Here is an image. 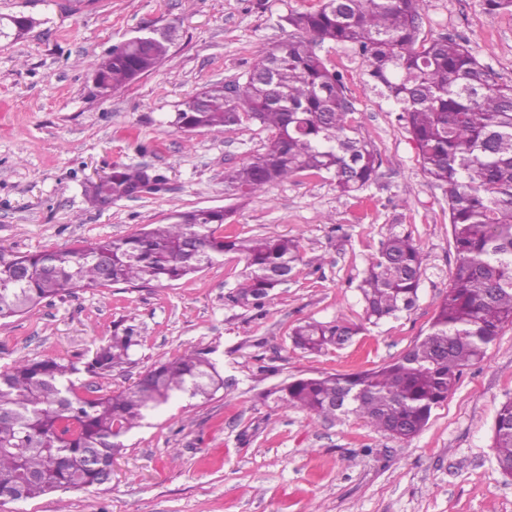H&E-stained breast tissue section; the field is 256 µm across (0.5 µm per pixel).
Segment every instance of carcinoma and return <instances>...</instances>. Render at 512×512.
I'll return each mask as SVG.
<instances>
[{"label":"carcinoma","mask_w":512,"mask_h":512,"mask_svg":"<svg viewBox=\"0 0 512 512\" xmlns=\"http://www.w3.org/2000/svg\"><path fill=\"white\" fill-rule=\"evenodd\" d=\"M315 9H290L288 37L249 66L245 82L213 85L189 97L175 115L183 130L222 133L245 121L273 132L265 149L225 177L243 195L303 173L326 172L342 194L375 181L378 152L360 136L342 73L315 52L325 42L348 45L367 63V75L396 106L419 152L423 172L447 193L457 254L448 293L424 338L402 356L356 374L300 378L275 390L285 406L325 419L361 418L408 440L456 386L462 369L481 360L501 330L512 326V84L500 83L467 41L448 35L420 38L427 0H319ZM19 39L35 25L6 16ZM172 41H127L96 63L101 94L155 70ZM167 178L143 167L115 165L89 182L93 204L160 193ZM232 209L176 212L167 224L55 252L17 254L0 249V320L45 300L102 286L181 280L238 252L245 265L237 299L258 306L293 277L303 262L286 236L239 239L221 232ZM423 255L407 235L390 233L358 288L366 320L376 324L411 309L418 298ZM360 331L338 318L292 330L296 347L342 348ZM138 345L132 325L114 324L110 339L78 367L73 361L20 358L0 371V505L104 483L125 448L124 436L147 414L178 396L208 399L224 386L205 352L159 362L119 393L86 397L75 375L109 376ZM493 448L500 471L512 477V398L497 412Z\"/></svg>","instance_id":"cac0c4a2"}]
</instances>
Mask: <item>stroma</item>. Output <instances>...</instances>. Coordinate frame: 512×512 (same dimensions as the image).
<instances>
[{
	"label": "stroma",
	"instance_id": "obj_1",
	"mask_svg": "<svg viewBox=\"0 0 512 512\" xmlns=\"http://www.w3.org/2000/svg\"><path fill=\"white\" fill-rule=\"evenodd\" d=\"M319 0H0V15L37 24L0 40V248L58 251L164 223L176 211L234 207L228 235L288 236L304 257L262 309L235 299L244 261L179 281L94 288L0 320V370L22 356L77 359L133 318L140 343L112 376L79 374L83 394L132 385L157 362L209 352L224 386L212 398L178 397L124 438L102 485L0 506V512H512V478L498 469L492 428L512 397V326L463 369L455 389L415 437L399 440L354 418L323 419L268 398L274 385L325 373L355 374L400 357L427 333L457 255L443 188L432 184L390 101L367 83L351 48H319L341 71L360 134L382 163L376 184L340 194L326 173H302L234 199L224 178L272 136L256 122L224 133L185 132L181 103L211 85L244 82L253 60L288 35V10ZM172 28L167 60L100 96L93 64L112 46ZM465 37L497 81L512 83V12L482 0H428L421 36ZM165 175L167 191L90 206L91 178L112 166ZM409 235L424 262L415 306L365 325L358 285L390 232ZM364 324L341 349L297 348L304 321Z\"/></svg>",
	"mask_w": 512,
	"mask_h": 512
}]
</instances>
